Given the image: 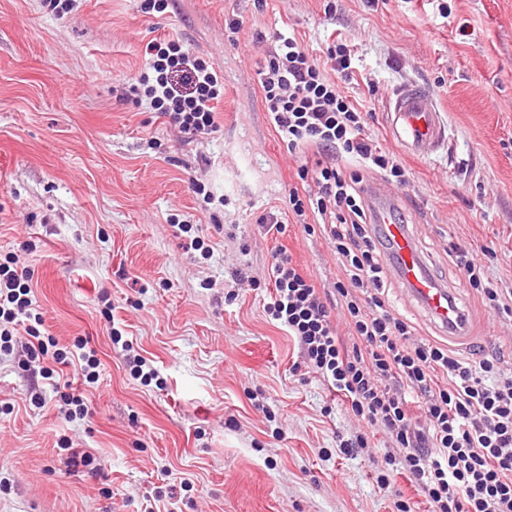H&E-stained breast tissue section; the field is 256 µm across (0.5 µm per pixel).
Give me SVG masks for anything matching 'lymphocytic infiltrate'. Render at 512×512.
<instances>
[{
	"label": "lymphocytic infiltrate",
	"mask_w": 512,
	"mask_h": 512,
	"mask_svg": "<svg viewBox=\"0 0 512 512\" xmlns=\"http://www.w3.org/2000/svg\"><path fill=\"white\" fill-rule=\"evenodd\" d=\"M277 42L259 72L261 102L289 153L318 155L289 184L288 210L305 232L322 227L345 277L333 292L321 291L278 250L268 270L273 297L266 313L294 339L306 372L365 424L364 432L341 442L340 453L367 448L373 432L387 436L377 484L390 491L395 512H411L393 488L398 471L424 492L428 512H512V370L495 357L465 360L417 338L408 319L385 303L392 262L364 181L376 172L401 183L406 168L368 134L370 110L336 85L354 79L359 57L340 36L321 56L292 36L278 35ZM330 69L337 80L327 77ZM131 91L196 137L216 128L215 103L224 86L204 58L170 41L157 47ZM448 254L488 310L512 314V289L492 287L476 253L454 246ZM31 280L15 253L0 259V356H11L20 340L27 363L40 364L39 375L52 389L60 390L59 370L69 366L86 386L97 384L95 349L80 340L66 350L46 333ZM336 308L352 342L338 334Z\"/></svg>",
	"instance_id": "f902f5d3"
}]
</instances>
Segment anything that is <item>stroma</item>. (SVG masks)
I'll return each mask as SVG.
<instances>
[{
    "mask_svg": "<svg viewBox=\"0 0 512 512\" xmlns=\"http://www.w3.org/2000/svg\"><path fill=\"white\" fill-rule=\"evenodd\" d=\"M288 30L318 51L331 32L351 40L379 89L369 131L385 148L396 147L388 93L417 83L438 103L446 144L404 157L409 177L390 198L470 313L475 338L457 355L497 349L512 366V324L481 306L448 255L452 242L495 252L489 273L512 289V0H335L330 11L323 0H170L161 12L151 0H73L61 16L43 0H0V253L32 271L49 333L68 347L90 340L101 361L97 387L70 378L92 412L73 422L49 386L45 406L29 407L19 355L0 361V402L14 407L0 414V512H391L374 479L388 438L340 453L358 422L294 370V340L263 311L277 249L318 287L342 275L323 235L288 220L297 163L261 104L266 41ZM155 40L223 74L215 132L187 139L130 94ZM246 141L257 154L240 168ZM269 215L284 233L266 232ZM175 218L197 226L210 259L188 249ZM29 240L36 250H19ZM114 325L157 383L131 376ZM64 436L104 462L105 480L70 466Z\"/></svg>",
    "mask_w": 512,
    "mask_h": 512,
    "instance_id": "obj_1",
    "label": "stroma"
}]
</instances>
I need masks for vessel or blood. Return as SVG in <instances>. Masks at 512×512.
Listing matches in <instances>:
<instances>
[{
	"label": "vessel or blood",
	"instance_id": "b4317fda",
	"mask_svg": "<svg viewBox=\"0 0 512 512\" xmlns=\"http://www.w3.org/2000/svg\"><path fill=\"white\" fill-rule=\"evenodd\" d=\"M388 134L412 155L428 158L442 147L447 122L424 88L408 84L392 91L386 101ZM379 228L391 245L398 275L410 301L428 314L449 338L462 339L469 333L468 312L456 301L452 290L442 286L427 271L408 225L394 218L389 206L377 209Z\"/></svg>",
	"mask_w": 512,
	"mask_h": 512
}]
</instances>
